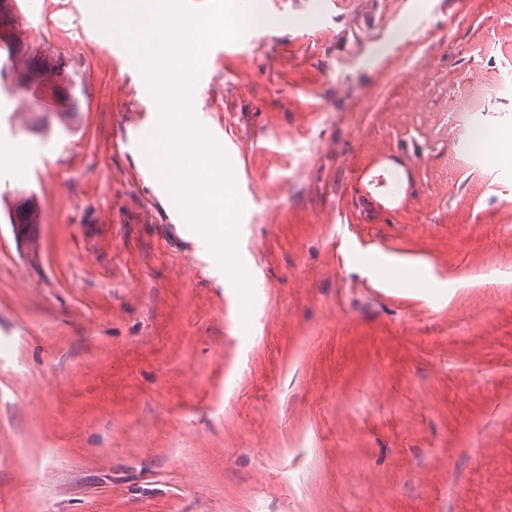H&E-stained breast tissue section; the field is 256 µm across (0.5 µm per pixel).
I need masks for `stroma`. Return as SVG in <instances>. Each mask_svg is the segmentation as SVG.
Listing matches in <instances>:
<instances>
[{"label": "stroma", "mask_w": 512, "mask_h": 512, "mask_svg": "<svg viewBox=\"0 0 512 512\" xmlns=\"http://www.w3.org/2000/svg\"><path fill=\"white\" fill-rule=\"evenodd\" d=\"M80 2L19 14L76 104L0 112L48 162L0 173L45 214L0 209V512H512V0H254L194 109L235 153L247 308L135 178L154 100ZM373 153L405 211L355 193Z\"/></svg>", "instance_id": "obj_1"}]
</instances>
